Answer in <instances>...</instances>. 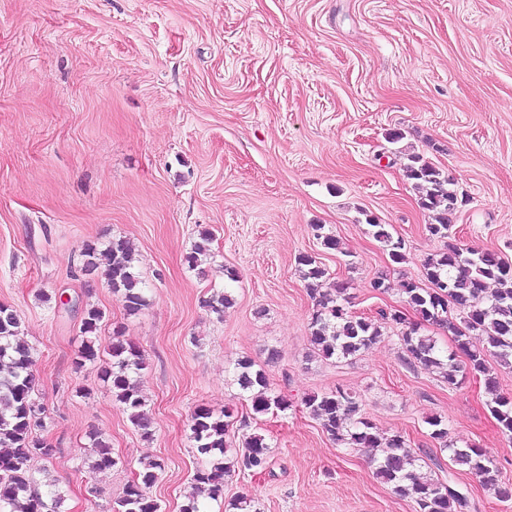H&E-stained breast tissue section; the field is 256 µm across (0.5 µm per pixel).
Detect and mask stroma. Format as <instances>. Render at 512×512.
<instances>
[{
	"label": "stroma",
	"mask_w": 512,
	"mask_h": 512,
	"mask_svg": "<svg viewBox=\"0 0 512 512\" xmlns=\"http://www.w3.org/2000/svg\"><path fill=\"white\" fill-rule=\"evenodd\" d=\"M401 140L392 141V132ZM418 155L448 173L463 203L451 236L405 175ZM405 242L395 264L367 218ZM323 225L340 246H324ZM213 235L198 269L185 257ZM127 239L149 300L127 315L87 243ZM454 242L512 262V0H0V304L34 350L39 437L35 461L61 512H112L142 461L164 470L150 494L180 512L198 465L189 424L200 405L233 409L265 436L270 466L224 481L225 512L244 495L259 512H415L377 479L368 452L337 445L304 397L344 388L383 434H401L426 475L468 488L470 512H512L448 464L428 418L449 440L486 449L512 483V440L487 406L482 377L449 385L411 369L395 324L348 360L312 351L313 302L298 270L308 254L344 283L353 314L407 311L404 280ZM389 288H371L379 274ZM234 304L218 315L200 301ZM102 309L141 350L137 382L151 434L112 398L96 366L74 369L81 308ZM281 357L268 362L269 349ZM263 366L288 408L254 413L234 380L238 360ZM116 464L88 473L89 432Z\"/></svg>",
	"instance_id": "stroma-1"
}]
</instances>
